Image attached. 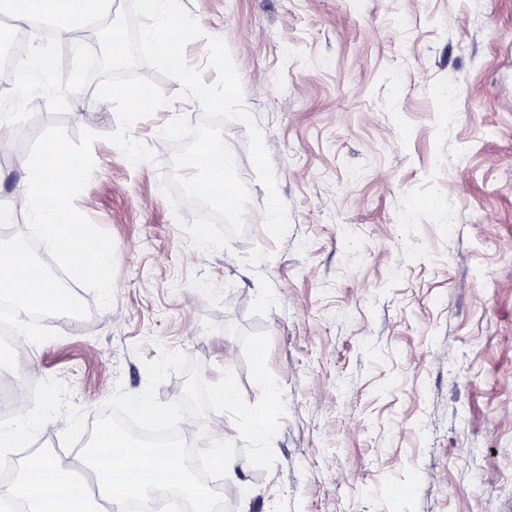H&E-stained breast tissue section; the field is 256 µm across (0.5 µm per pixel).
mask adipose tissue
<instances>
[{
	"mask_svg": "<svg viewBox=\"0 0 512 512\" xmlns=\"http://www.w3.org/2000/svg\"><path fill=\"white\" fill-rule=\"evenodd\" d=\"M111 0H6L12 27L21 30L45 19L57 39L78 42L86 22L109 15ZM21 175L11 198L0 201V220L15 206H23L29 223L39 227L46 245L65 263L111 287L112 250L92 224L77 221L69 210L73 187L88 170L58 143L20 159ZM82 464L96 476L97 493L71 479L52 456L29 459L22 478L0 487V499L24 501L28 512H97L96 498L105 499L111 512H126L131 500L145 501L164 488L192 504V512H217L220 492L198 486L187 469L175 466L171 450L135 445L115 430L101 433L98 443L84 454Z\"/></svg>",
	"mask_w": 512,
	"mask_h": 512,
	"instance_id": "adipose-tissue-1",
	"label": "adipose tissue"
}]
</instances>
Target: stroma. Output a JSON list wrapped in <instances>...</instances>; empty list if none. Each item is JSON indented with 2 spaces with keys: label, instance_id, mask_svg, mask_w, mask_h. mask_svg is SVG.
Returning <instances> with one entry per match:
<instances>
[{
  "label": "stroma",
  "instance_id": "stroma-1",
  "mask_svg": "<svg viewBox=\"0 0 512 512\" xmlns=\"http://www.w3.org/2000/svg\"><path fill=\"white\" fill-rule=\"evenodd\" d=\"M204 38L186 49L206 68V36L222 38L239 72L289 208L274 241L247 130L224 139L251 202L228 248L193 246L162 192L173 116L196 101L160 79L173 104L131 135L156 160L131 165L105 136L115 109L95 85L61 115L44 97L15 126L0 161V196L17 161L52 124L97 134L92 179L77 209L112 236L113 304L45 319L56 339L29 344L17 381L40 389L0 484L48 453L68 465L116 387L147 382L145 362L178 350L203 380L234 371L249 403L260 390L231 327L270 336L268 368L286 415L275 464L246 466L249 496L224 512H512V0H182Z\"/></svg>",
  "mask_w": 512,
  "mask_h": 512
}]
</instances>
